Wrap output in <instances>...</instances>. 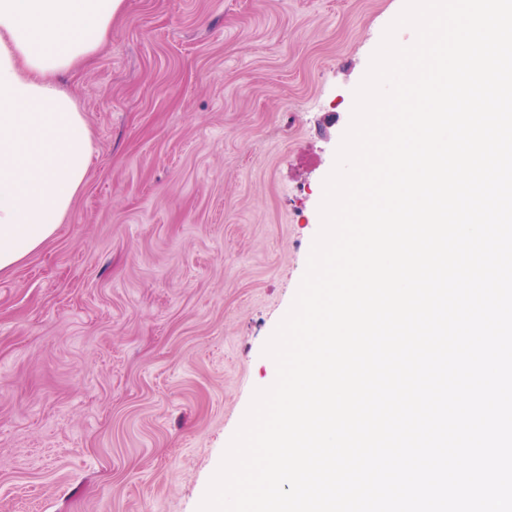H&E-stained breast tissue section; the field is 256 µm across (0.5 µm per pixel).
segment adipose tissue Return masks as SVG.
Masks as SVG:
<instances>
[{"label": "adipose tissue", "mask_w": 512, "mask_h": 512, "mask_svg": "<svg viewBox=\"0 0 512 512\" xmlns=\"http://www.w3.org/2000/svg\"><path fill=\"white\" fill-rule=\"evenodd\" d=\"M124 0H0V273L55 234L95 146L58 79L109 39Z\"/></svg>", "instance_id": "obj_1"}]
</instances>
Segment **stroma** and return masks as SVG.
<instances>
[{
    "mask_svg": "<svg viewBox=\"0 0 512 512\" xmlns=\"http://www.w3.org/2000/svg\"><path fill=\"white\" fill-rule=\"evenodd\" d=\"M404 0H125L64 86L95 152L0 274V512H198Z\"/></svg>",
    "mask_w": 512,
    "mask_h": 512,
    "instance_id": "35a3bbf8",
    "label": "stroma"
}]
</instances>
